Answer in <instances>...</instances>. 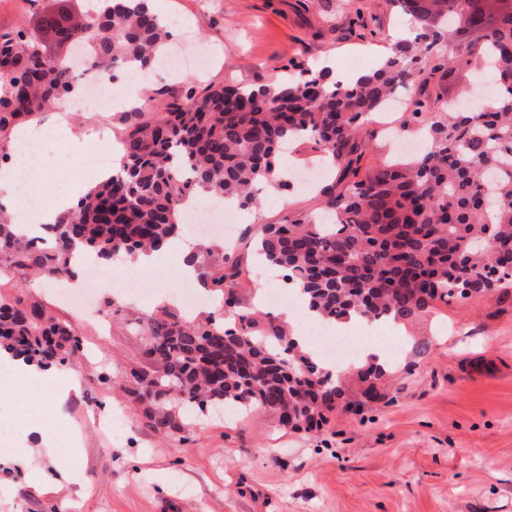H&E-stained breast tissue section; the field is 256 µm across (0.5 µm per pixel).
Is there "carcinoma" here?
Masks as SVG:
<instances>
[{
  "label": "carcinoma",
  "instance_id": "obj_1",
  "mask_svg": "<svg viewBox=\"0 0 512 512\" xmlns=\"http://www.w3.org/2000/svg\"><path fill=\"white\" fill-rule=\"evenodd\" d=\"M416 21L413 38L391 48L372 70L338 82L327 68H301L271 84L189 87L166 111L152 110L151 89L123 111L119 171L82 196L44 236L22 235L0 216V266L48 279L75 276L72 255L99 259L112 247L135 256L158 250L185 232L182 201L202 189L255 209L254 192L280 166L279 151L305 139L332 155L340 180L321 191L328 220L296 214L261 227L257 252L299 283L321 322L382 318L412 321L436 302L497 291L512 293V0H392ZM85 46L100 77L135 66L152 70L168 45L165 20L150 0H100L94 14L63 22ZM482 40L479 58L493 91L480 106L455 112L426 90L438 72H452L449 44ZM0 160L3 142L56 107L77 86L76 75L43 56L38 37L0 31ZM407 87L418 98L408 123L427 130L425 151L409 163L362 160L364 119ZM222 297L224 317L186 322L161 311L143 337L148 370L132 373L152 427L182 432L194 413L233 405L271 411L293 428H319L344 391L339 379L299 353L275 325L240 313L236 265L201 272ZM77 330L43 309L0 298V350L51 368L77 355ZM368 401L380 399L378 367L353 366Z\"/></svg>",
  "mask_w": 512,
  "mask_h": 512
}]
</instances>
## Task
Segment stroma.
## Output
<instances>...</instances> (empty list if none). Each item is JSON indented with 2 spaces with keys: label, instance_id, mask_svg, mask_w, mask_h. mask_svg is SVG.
I'll return each instance as SVG.
<instances>
[{
  "label": "stroma",
  "instance_id": "obj_1",
  "mask_svg": "<svg viewBox=\"0 0 512 512\" xmlns=\"http://www.w3.org/2000/svg\"><path fill=\"white\" fill-rule=\"evenodd\" d=\"M50 0H0V30L36 31ZM157 10L182 20L210 54L198 80L257 86L278 81L288 62H332L337 78L377 65L392 35L411 30L410 19L390 0H156ZM55 124L38 116L50 140L37 164V185L65 193L93 185L84 169L88 153L71 151L72 134L91 124L122 125L111 106L70 112ZM404 108L369 117L360 135L371 149L370 166L395 156L396 138L413 153L416 134L405 128ZM314 188L264 197L255 219L235 217L236 234L225 257L240 269L239 307L262 320L292 312L304 323L302 303L256 305L257 266L245 229L278 223L294 212H317ZM176 253H159L143 274L135 299L115 289L97 290L79 317L57 301L52 284L11 271L0 297L22 307L40 302L79 331L83 354L71 372L82 391L54 411L57 441L70 452L72 484L37 491L27 477L0 470V483L16 493L0 499V512H56L76 485L88 497L72 512H512V299L492 293L460 303H435L396 330L398 365L383 380L382 401L361 412L336 411L320 429L280 426L273 413L225 407L164 435L149 425L144 406L127 392L132 371L146 364L139 322L157 308L158 293L181 291ZM32 380L0 388V419L20 435L44 412Z\"/></svg>",
  "mask_w": 512,
  "mask_h": 512
}]
</instances>
